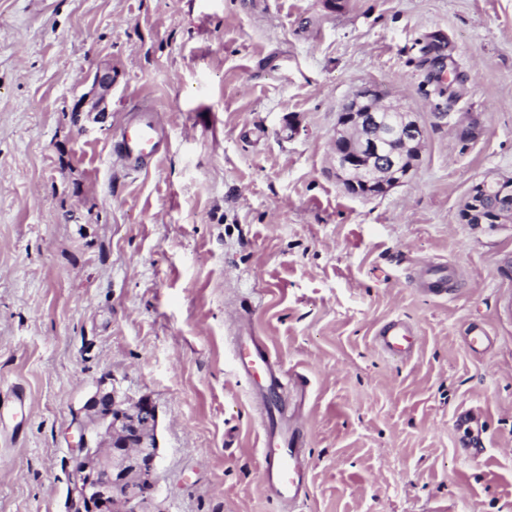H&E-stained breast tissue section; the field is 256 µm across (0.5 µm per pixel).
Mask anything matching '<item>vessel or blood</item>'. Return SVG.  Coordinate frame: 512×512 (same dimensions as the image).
Returning <instances> with one entry per match:
<instances>
[{
	"mask_svg": "<svg viewBox=\"0 0 512 512\" xmlns=\"http://www.w3.org/2000/svg\"><path fill=\"white\" fill-rule=\"evenodd\" d=\"M160 139L154 123L142 119L121 136L119 148L128 165L138 166L155 155ZM385 354L404 359L419 345L413 326L397 318L384 323L374 337ZM235 366L240 374L253 377L265 395L261 410L266 417L260 442V480L267 496L282 504L296 503L304 494L309 466L304 453L305 436L300 429L284 425L271 397L287 393L289 387H301V380H289L267 345L252 336L241 337L235 346Z\"/></svg>",
	"mask_w": 512,
	"mask_h": 512,
	"instance_id": "vessel-or-blood-1",
	"label": "vessel or blood"
}]
</instances>
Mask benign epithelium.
Wrapping results in <instances>:
<instances>
[{"label": "benign epithelium", "instance_id": "obj_1", "mask_svg": "<svg viewBox=\"0 0 512 512\" xmlns=\"http://www.w3.org/2000/svg\"><path fill=\"white\" fill-rule=\"evenodd\" d=\"M112 68L98 70L93 92L105 101ZM424 128L417 113L375 85L361 87L337 113L332 137L336 180L363 197L405 183L421 157ZM497 192L496 209L486 197ZM464 224L512 222V178L475 184L460 210ZM65 512H137L159 482L158 410L148 396L131 400L101 378L80 409Z\"/></svg>", "mask_w": 512, "mask_h": 512}]
</instances>
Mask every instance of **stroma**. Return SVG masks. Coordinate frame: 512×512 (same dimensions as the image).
Returning a JSON list of instances; mask_svg holds the SVG:
<instances>
[{"label": "stroma", "mask_w": 512, "mask_h": 512, "mask_svg": "<svg viewBox=\"0 0 512 512\" xmlns=\"http://www.w3.org/2000/svg\"><path fill=\"white\" fill-rule=\"evenodd\" d=\"M105 65V119H73ZM368 84L425 144L407 183L359 197L331 137ZM146 114L159 152L130 168L116 145ZM502 177L512 0H0V512H64L105 376L158 409L139 512H512V223L459 219ZM443 263L447 294H424ZM397 317L421 338L404 361L374 343ZM248 330L306 381L288 393L310 433L292 505L259 482L232 349Z\"/></svg>", "instance_id": "1"}]
</instances>
